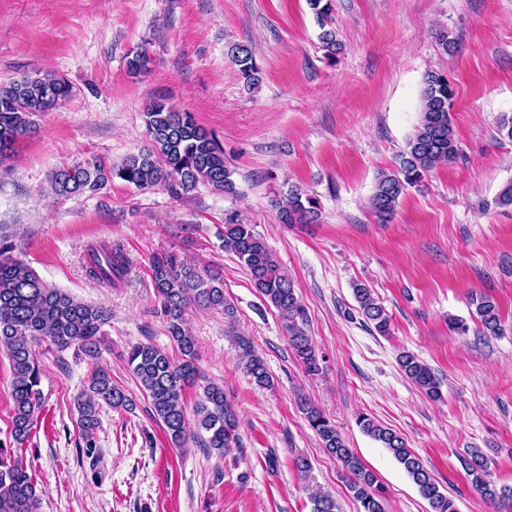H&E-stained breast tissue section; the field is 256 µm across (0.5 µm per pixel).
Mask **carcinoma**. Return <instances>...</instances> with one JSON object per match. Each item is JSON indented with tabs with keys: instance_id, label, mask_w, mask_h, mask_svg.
Instances as JSON below:
<instances>
[{
	"instance_id": "1",
	"label": "carcinoma",
	"mask_w": 512,
	"mask_h": 512,
	"mask_svg": "<svg viewBox=\"0 0 512 512\" xmlns=\"http://www.w3.org/2000/svg\"><path fill=\"white\" fill-rule=\"evenodd\" d=\"M331 2L307 0L320 28L321 48L329 58L342 50V42L332 27ZM228 54L239 67L247 87L260 83L261 71L248 46L233 44ZM150 65L151 57L144 48L133 52L127 60V69L134 76L147 72ZM71 92L72 87L65 79L39 70L0 84V163L10 158L20 138L33 131L37 118L68 99ZM454 98L445 74L435 71L425 74L415 132L398 155L395 169L381 171L376 177L369 206L378 221H390L408 188L420 183L438 166L456 159L459 146L452 122ZM143 116L146 146L118 163L92 157L60 166L47 176L49 192L57 197L93 196L107 185L121 181L141 190L163 188L174 197L192 192L200 184L227 194L235 193L224 150L191 113L156 98L146 106ZM276 206L282 224H312L319 217L317 199L297 187L288 190ZM221 235L224 249L234 254L266 303L278 311L289 344L305 370L318 373L316 349L302 328L307 321L306 309L292 279L265 240L235 213L225 215ZM149 264L159 304L157 313L166 324L179 358H171L164 349L150 342H138L127 351V367L149 399L153 416L164 425L171 447L184 448L189 440H198L209 453L222 458L237 445V418L226 399L224 386L212 382L203 386L192 420L188 418L183 394L200 376L197 341L185 327L184 316L188 310L198 308L221 312L225 318L234 319L235 308L224 297V278L170 251L153 254ZM131 265L129 254L118 242H94L85 249L88 277L110 288L123 286ZM353 294L364 319L379 333H388V314L373 289L356 283ZM475 312L484 332L493 335L499 332L500 311L493 301L480 299ZM111 319L112 314L105 307L79 300L47 284L29 263L18 257L16 244L9 236L0 235V349L10 361L13 401L12 442L0 443V512H41L40 495L20 454L29 441L42 404L39 347L45 344L58 351L72 348L95 365L87 388L75 401L86 457L97 456L101 409L133 408L126 390L112 382L107 369L97 366L106 349L105 326ZM234 340L244 372L261 387L271 385L272 378L251 340L246 336H236ZM398 364L428 398H441L437 377L414 354L401 353ZM299 407L322 441V447L341 463L347 490L359 503V512H386L377 477L348 448L336 426L309 399H300ZM358 424L402 465L432 512H458L453 499L441 491L437 480L408 448L404 437L363 414L358 417ZM462 463L481 498L512 504V486H499L489 478L487 459L480 449H470Z\"/></svg>"
}]
</instances>
